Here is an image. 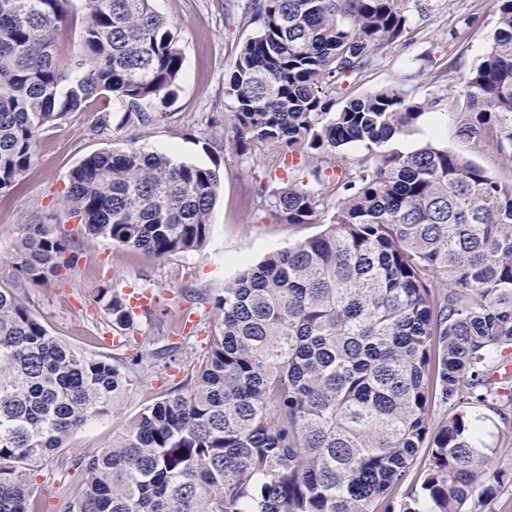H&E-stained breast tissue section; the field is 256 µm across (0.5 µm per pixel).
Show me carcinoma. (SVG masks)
<instances>
[{
  "label": "carcinoma",
  "instance_id": "obj_1",
  "mask_svg": "<svg viewBox=\"0 0 512 512\" xmlns=\"http://www.w3.org/2000/svg\"><path fill=\"white\" fill-rule=\"evenodd\" d=\"M66 2L0 0V194L43 130L90 101L145 126L176 96L183 52L153 0H82L69 57ZM405 2L247 0L258 26L225 83L236 148L299 158L303 171L257 194L283 224H328L225 285L183 384L88 458L63 453L68 438L164 378L172 350L87 354L51 334L19 288L64 279L75 241L24 225L16 287H0V512H38L32 476L52 462V478L83 471L64 512H466L512 483L466 411L512 405V178L432 143L386 150L429 106L400 83L333 97L403 33ZM495 2L456 134L512 159V0ZM352 145L370 156L345 160ZM220 192L217 170L132 146L84 159L66 203L80 232L161 259L209 243ZM95 301L138 333L114 284ZM437 404L450 413L433 421ZM422 449L424 478L401 494Z\"/></svg>",
  "mask_w": 512,
  "mask_h": 512
}]
</instances>
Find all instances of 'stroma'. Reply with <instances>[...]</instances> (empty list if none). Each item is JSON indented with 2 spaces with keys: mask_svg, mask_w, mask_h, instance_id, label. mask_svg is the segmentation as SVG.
<instances>
[{
  "mask_svg": "<svg viewBox=\"0 0 512 512\" xmlns=\"http://www.w3.org/2000/svg\"><path fill=\"white\" fill-rule=\"evenodd\" d=\"M243 0H154L158 13L178 27L184 63L180 90L166 118L153 125L123 124L118 106L98 100L83 112L46 128L37 157L23 180L0 195V286L14 284V261L22 228L49 224L73 229L63 205L74 167L106 149L130 146L169 152L179 160L219 171L223 189L211 213V239L199 251L163 259L135 254L111 241L79 238V261L65 281L29 285L25 304L56 336L85 352H111L105 341L112 330L94 300L103 281L117 288L132 285L154 289L159 303L142 317L139 349H158L180 341L176 361L165 379L133 389L120 406L71 436L67 452L91 455L109 444L143 405L160 400L186 376L187 367L208 347L213 300L222 295L241 263H257L267 254L320 232L317 224H281L255 197L258 183L284 180L282 169L266 151L239 154L232 101L225 77L243 43L257 28L242 11ZM405 30L383 45L368 65L341 85L337 103L398 82L413 98L432 100L418 122L389 142L391 150L407 153L435 143L462 154L496 177L512 174V162L495 147L464 142L456 135V114L462 104L461 79L489 49L498 27L494 0H407ZM110 111L109 132L93 125L99 112ZM480 443L495 449V462L512 472V411L506 417L486 408ZM39 512H63L65 499L78 492L81 477L34 476Z\"/></svg>",
  "mask_w": 512,
  "mask_h": 512,
  "instance_id": "1",
  "label": "stroma"
}]
</instances>
